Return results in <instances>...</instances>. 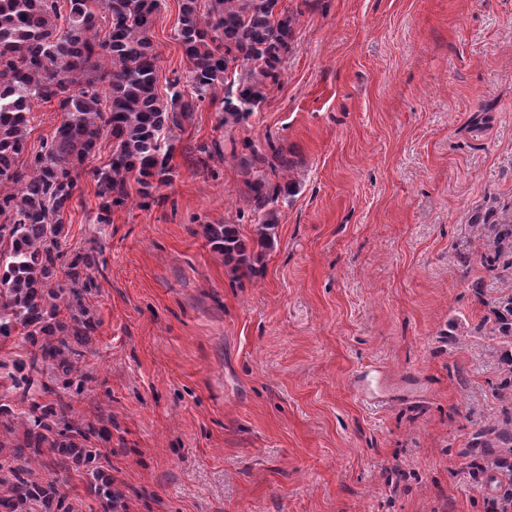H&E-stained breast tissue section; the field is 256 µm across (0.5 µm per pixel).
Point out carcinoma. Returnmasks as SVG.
<instances>
[{
  "label": "carcinoma",
  "instance_id": "1",
  "mask_svg": "<svg viewBox=\"0 0 512 512\" xmlns=\"http://www.w3.org/2000/svg\"><path fill=\"white\" fill-rule=\"evenodd\" d=\"M0 0V339L21 331L31 347L13 363L11 389L26 408L15 412L0 403V512H73L55 478L37 481L34 466L53 472L76 471L103 512L124 507L106 463L111 431L73 416L71 400L90 380L83 364L98 320L89 299L97 288L95 245L66 260L63 215L73 198L79 170L96 153L100 138L112 136V158L95 170L97 195L104 199L96 217L111 223V207L127 198L135 180L139 195L153 197L172 172L170 133L180 116L194 111L242 67L236 91L224 95L223 124L246 121L263 100V87L279 77L293 18L275 12L278 0H210L202 14L198 0H181L177 39L189 62L188 86L170 85L169 99L156 92L157 56L149 31L161 0ZM108 28L100 38L102 28ZM58 100L63 119L40 151L27 154V127L34 105ZM251 149L249 166L276 175L295 167L273 142ZM249 209L257 244L275 234L269 206L291 187L250 184ZM481 244L480 262L495 279L512 280V212L488 211L472 225ZM203 237L224 263L253 269L261 254L247 249L234 224H205ZM64 277H59V270ZM491 333L501 340L502 399L512 391V293L494 300ZM46 377L40 382L38 376ZM22 434H17V430ZM477 454L489 449L512 454V410L472 435Z\"/></svg>",
  "mask_w": 512,
  "mask_h": 512
}]
</instances>
